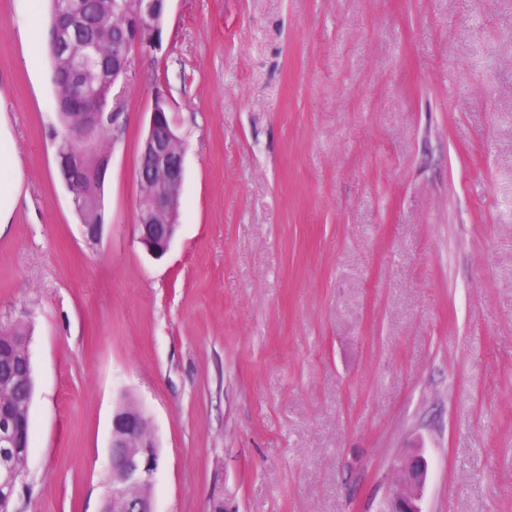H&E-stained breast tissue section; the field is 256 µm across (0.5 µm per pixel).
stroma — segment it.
Returning a JSON list of instances; mask_svg holds the SVG:
<instances>
[{
    "label": "stroma",
    "mask_w": 512,
    "mask_h": 512,
    "mask_svg": "<svg viewBox=\"0 0 512 512\" xmlns=\"http://www.w3.org/2000/svg\"><path fill=\"white\" fill-rule=\"evenodd\" d=\"M46 0H0L20 159L0 325L30 328L15 512H100L112 412L154 512H512V0H168L113 88L105 232L54 163ZM186 139L168 252L138 244L155 95ZM406 487L395 495L392 509L387 512H424L422 490L427 481L428 465L421 456L413 457L402 465Z\"/></svg>",
    "instance_id": "1"
}]
</instances>
